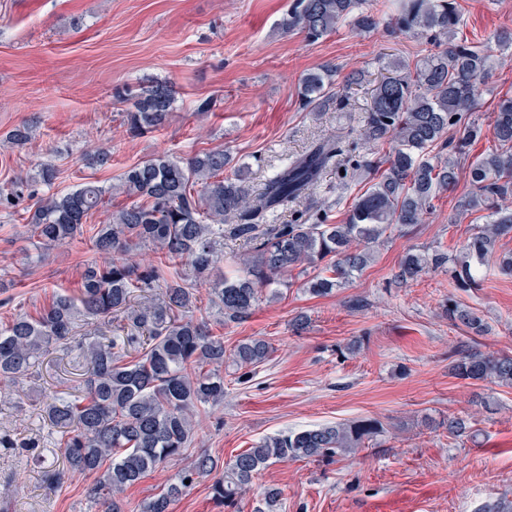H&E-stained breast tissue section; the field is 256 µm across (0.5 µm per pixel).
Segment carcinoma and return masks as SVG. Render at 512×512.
<instances>
[{"label": "carcinoma", "instance_id": "cac0c4a2", "mask_svg": "<svg viewBox=\"0 0 512 512\" xmlns=\"http://www.w3.org/2000/svg\"><path fill=\"white\" fill-rule=\"evenodd\" d=\"M346 23L376 29V13L362 0H294L280 30H299L316 41ZM461 14L457 0H401L388 28L412 34L430 46L415 65L398 62L370 93L360 130L369 145L387 141L388 155L357 161V169L377 173L341 224L322 214L310 224H273L279 209L305 197L321 173L340 164L336 137L316 142L280 169L259 189L237 172L224 176L230 152L213 149L182 159L157 156L124 170L119 183L105 188L85 182L65 194L38 198L24 221L39 248L73 243L92 231V249L112 261L85 264L80 295H58L38 316H15L0 329V386L27 374L53 343L69 341L85 360L83 389L73 398L55 397L47 405L51 427L61 434L66 468L46 475L60 483L69 473H92L90 497L103 512H124L120 495L190 447L201 407L224 400V339L193 317L197 288L172 279L171 264L185 262L208 291L220 320L250 316L263 289L299 268L316 274L307 291L326 295L343 287L370 262L374 246L392 224H420L434 200L453 188L460 161L482 128L468 121L480 87L499 60L488 49L457 40ZM332 65L302 80L303 108L318 111L341 105L343 93ZM176 99L172 84L140 88L125 110L130 133L140 135L168 121ZM495 147L470 164L472 191L458 205L462 212L485 211L487 222L453 259L456 287L477 283L472 259L496 253L499 240L512 235V96L499 98L492 112ZM457 135L449 136L450 130ZM123 194L132 202L108 213L107 222L86 229L88 220ZM252 243L234 275L208 278L216 244L224 234ZM150 246L158 262L142 265L135 253ZM448 264V254L409 252L396 278L415 281L429 267ZM142 293L135 298V292ZM448 320L478 333L488 325L475 312L448 300ZM123 314L125 335L76 337L77 322ZM271 345L253 338L237 345L234 364L265 362ZM462 380L512 386V357L462 350L450 366ZM384 424L361 419L281 432L234 455L211 484L213 498L234 509L259 471L275 462L310 460L332 464L381 445ZM209 455L180 471L167 490L144 505V512H169L190 485L216 469Z\"/></svg>", "mask_w": 512, "mask_h": 512}]
</instances>
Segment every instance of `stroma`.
Instances as JSON below:
<instances>
[{
  "instance_id": "obj_1",
  "label": "stroma",
  "mask_w": 512,
  "mask_h": 512,
  "mask_svg": "<svg viewBox=\"0 0 512 512\" xmlns=\"http://www.w3.org/2000/svg\"><path fill=\"white\" fill-rule=\"evenodd\" d=\"M460 39L480 46L493 33L512 30V0H458ZM293 0H0V138L21 125L32 128L23 146L0 149V189L41 165L55 168L49 188L66 194L95 181L117 184L130 165L170 154L188 158L223 148L260 186L317 140L335 136L349 155L367 153L360 136L368 92L390 62L416 63L424 44L383 29L359 33L350 26L307 42L279 25ZM487 79L476 116L482 134L471 156L494 141L489 115L512 95V53L502 52ZM335 63L356 81L344 109L302 108V77ZM152 81L173 83L176 100L167 124L137 136L124 121L123 96ZM210 111H199L203 99ZM110 160L90 166L88 144ZM358 171L326 169L310 192L329 219L343 220L363 189ZM22 193L0 208V327L19 313L37 315L59 293L77 295L80 274L94 259L90 243L40 251L24 227L34 196ZM468 175L435 202L423 223L388 230L373 261L346 288L313 296L292 272L277 296L261 299L245 320L220 324L207 298L196 317L223 337L225 351L251 337L272 346L269 359L242 381H227L224 400L195 418L186 454L128 488L126 512L164 491L198 455L218 462L285 431L380 419L383 445L325 466L278 462L263 469L238 512H255L264 487L281 491L280 512H484L499 504L512 512V387L453 377L449 366L464 348L512 355V276L497 261L480 265L474 288H456L449 268L429 269L417 281L396 286L394 275L409 249L458 254L480 214L460 213L470 193ZM360 297L368 306L350 310ZM457 300L478 313L492 331L478 336L448 320ZM307 324L295 330L296 317ZM82 361L68 345L49 347L33 373L14 387L20 406L0 405V512H102L89 496L95 478L67 476L46 484L45 471L62 468L61 436L44 412L52 394H77ZM466 418L470 432L452 439L441 426Z\"/></svg>"
}]
</instances>
